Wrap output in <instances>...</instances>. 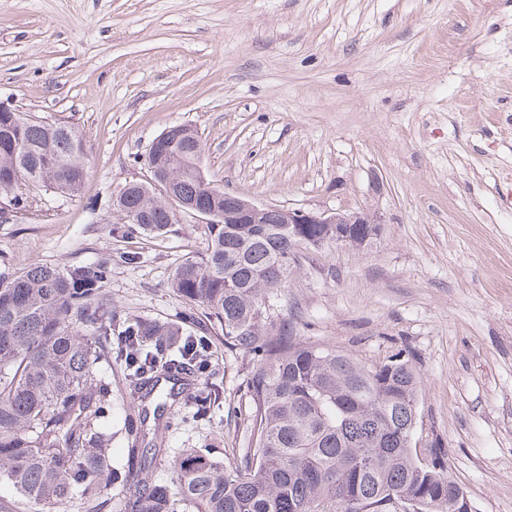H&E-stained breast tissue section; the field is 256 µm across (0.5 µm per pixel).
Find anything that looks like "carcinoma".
Masks as SVG:
<instances>
[{"label": "carcinoma", "instance_id": "carcinoma-1", "mask_svg": "<svg viewBox=\"0 0 512 512\" xmlns=\"http://www.w3.org/2000/svg\"><path fill=\"white\" fill-rule=\"evenodd\" d=\"M173 160L163 174L180 199L230 206L195 173L201 140L168 135ZM86 151L79 130L26 112L0 113V190L21 185L80 191ZM117 206L136 232L165 235L176 202L150 187L124 191ZM206 251L174 270L175 294L217 319L224 347L251 356L247 388L253 448L225 465L207 448H187L175 467L177 492L148 478L159 449L147 440V414L136 403L173 380L167 398L186 393L204 415L212 391L196 389V360L209 349L183 328L149 321L112 303V267L37 265L0 280V482L20 501L66 503L78 495L102 507L113 486L134 483L123 512H450L461 487L439 457L424 466L410 436L417 425L418 377L398 352L368 365L306 342L271 319L267 301L300 271L301 254L336 235L332 224L295 233L280 211L256 224H210ZM129 391L127 465L112 466V386L101 365L112 362V337Z\"/></svg>", "mask_w": 512, "mask_h": 512}]
</instances>
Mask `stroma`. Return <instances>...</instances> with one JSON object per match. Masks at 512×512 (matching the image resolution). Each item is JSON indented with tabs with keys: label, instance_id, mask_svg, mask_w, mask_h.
<instances>
[{
	"label": "stroma",
	"instance_id": "obj_1",
	"mask_svg": "<svg viewBox=\"0 0 512 512\" xmlns=\"http://www.w3.org/2000/svg\"><path fill=\"white\" fill-rule=\"evenodd\" d=\"M0 101L73 124L88 151L78 196L22 187L0 275L107 261L113 303L152 321L188 318L170 276L209 232L185 217L126 240L111 204L168 127L197 130L225 192L378 213L366 247L303 252L271 314L368 363L409 355L418 456L443 454L471 512H512V0H0ZM192 331L217 400L205 419L177 404L152 469L167 483L182 449L250 446L248 357L217 323ZM103 374L120 466L130 399L120 361Z\"/></svg>",
	"mask_w": 512,
	"mask_h": 512
}]
</instances>
